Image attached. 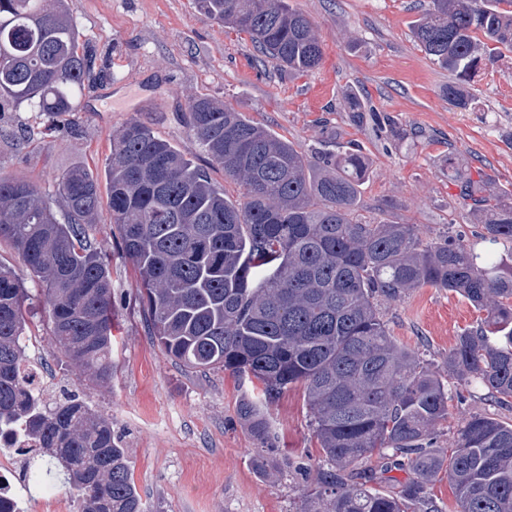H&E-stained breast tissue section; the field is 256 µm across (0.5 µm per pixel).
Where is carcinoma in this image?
<instances>
[{
	"label": "carcinoma",
	"mask_w": 512,
	"mask_h": 512,
	"mask_svg": "<svg viewBox=\"0 0 512 512\" xmlns=\"http://www.w3.org/2000/svg\"><path fill=\"white\" fill-rule=\"evenodd\" d=\"M46 2L0 0V109L25 104L51 130L79 110L85 85L108 72L96 46L80 40L65 0L51 9ZM499 3L430 0L412 22L415 42L455 75L444 93L460 109L474 105L466 85L487 52H512V15ZM194 4L290 75L322 60L314 24L288 0ZM188 109L191 136L239 187L236 200L136 118L112 134L103 172L79 164L52 196L0 172V242L38 283L62 356L89 383L112 385V279L89 241L103 180L153 342L187 369L253 378L258 396L238 412L262 442L264 406L303 387L331 470L307 486L299 512H438L429 485L442 475L456 512H512V421L472 414L450 452L435 441L448 419L447 380L478 384L499 404L512 399V265L494 260L498 245L512 243V206L491 203L482 180L459 173L483 248L448 233L425 244L414 224L359 218L367 168L352 145L307 154L209 97L190 99ZM423 286L455 292L485 313L457 336L441 368L399 344L379 308ZM32 309L23 277L0 265V427L23 425L40 444L45 475L61 466L81 512H145L112 423L76 397L46 406L19 380ZM376 455L411 477L393 490L357 481L356 466Z\"/></svg>",
	"instance_id": "obj_1"
}]
</instances>
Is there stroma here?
<instances>
[{"label":"stroma","instance_id":"obj_1","mask_svg":"<svg viewBox=\"0 0 512 512\" xmlns=\"http://www.w3.org/2000/svg\"><path fill=\"white\" fill-rule=\"evenodd\" d=\"M317 27L324 57L317 68L288 76L259 62L247 39L199 13L193 0H66L82 40L93 41L111 80L83 91L80 109L56 129L27 107L0 112V172L21 174L46 192L75 162L102 168L112 135L140 119L156 136L207 168L229 197L238 186L191 137L188 101L206 96L244 113L302 150L359 146L369 167L359 215L418 227L423 242L445 232L475 243L480 220L468 214L448 174H483L491 191L512 187V53L483 64L468 85L474 109L450 104L448 71L414 41L411 23L429 0H290ZM360 97L364 118L349 112ZM26 130L21 142L5 133ZM94 245L112 277L115 374L108 388L81 384L80 371L57 350L44 310H37L25 354L51 382L112 420L149 512H298L304 487L323 467L301 389L266 408L271 437L257 441L239 415L258 394L248 378L224 369L195 372L152 343L138 312L134 271L101 210ZM392 336L442 364L462 329L482 314L460 295L431 286L382 303ZM447 422L437 429L450 446L461 419L476 412L512 421V404L491 402L483 387L452 380ZM280 473L269 481L255 457Z\"/></svg>","mask_w":512,"mask_h":512}]
</instances>
